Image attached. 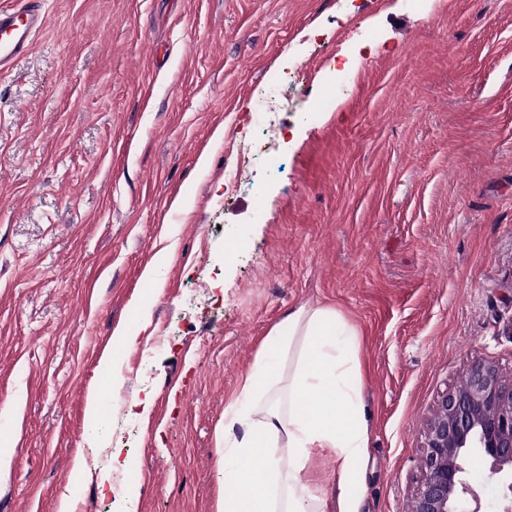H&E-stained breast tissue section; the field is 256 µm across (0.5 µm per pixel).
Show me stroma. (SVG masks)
Segmentation results:
<instances>
[{
	"label": "stroma",
	"mask_w": 512,
	"mask_h": 512,
	"mask_svg": "<svg viewBox=\"0 0 512 512\" xmlns=\"http://www.w3.org/2000/svg\"><path fill=\"white\" fill-rule=\"evenodd\" d=\"M0 73V512H122L77 458L141 475L136 512H218V433L269 332L356 329V512H409L425 426L482 358L512 374V0H47ZM348 56L319 112L325 61ZM282 135L249 120L286 68ZM277 172L224 197L241 141ZM245 249L229 257L233 240ZM210 288H200V281ZM150 310L115 397L88 396ZM150 399L148 416L130 402ZM481 512L504 489L472 455Z\"/></svg>",
	"instance_id": "obj_1"
}]
</instances>
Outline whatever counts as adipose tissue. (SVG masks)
<instances>
[{"label":"adipose tissue","instance_id":"obj_1","mask_svg":"<svg viewBox=\"0 0 512 512\" xmlns=\"http://www.w3.org/2000/svg\"><path fill=\"white\" fill-rule=\"evenodd\" d=\"M356 332L331 306L299 308L274 328L257 353L231 406L225 431L241 427L224 454V497L219 512H356L352 489L367 442L360 407ZM292 354L288 411L253 406L278 379L274 357ZM291 450L289 466L277 454L280 439ZM331 450L336 457L339 494L328 504L325 491H311L310 451Z\"/></svg>","mask_w":512,"mask_h":512}]
</instances>
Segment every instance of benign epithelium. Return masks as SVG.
<instances>
[{
  "label": "benign epithelium",
  "instance_id": "1",
  "mask_svg": "<svg viewBox=\"0 0 512 512\" xmlns=\"http://www.w3.org/2000/svg\"><path fill=\"white\" fill-rule=\"evenodd\" d=\"M472 454L489 458L490 473L512 494V378L482 359L441 397L427 424L410 512H465L469 499L470 512H480L479 495L463 478V460Z\"/></svg>",
  "mask_w": 512,
  "mask_h": 512
}]
</instances>
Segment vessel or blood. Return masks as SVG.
Segmentation results:
<instances>
[{
  "label": "vessel or blood",
  "mask_w": 512,
  "mask_h": 512,
  "mask_svg": "<svg viewBox=\"0 0 512 512\" xmlns=\"http://www.w3.org/2000/svg\"><path fill=\"white\" fill-rule=\"evenodd\" d=\"M47 23L45 0H14L13 8L0 9V71L30 55L35 35Z\"/></svg>",
  "instance_id": "1"
}]
</instances>
